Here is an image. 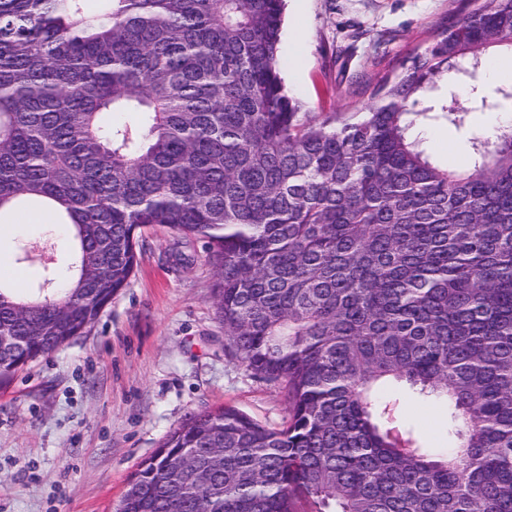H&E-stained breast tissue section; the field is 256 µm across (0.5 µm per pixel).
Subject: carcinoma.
I'll use <instances>...</instances> for the list:
<instances>
[{
	"instance_id": "1",
	"label": "carcinoma",
	"mask_w": 512,
	"mask_h": 512,
	"mask_svg": "<svg viewBox=\"0 0 512 512\" xmlns=\"http://www.w3.org/2000/svg\"><path fill=\"white\" fill-rule=\"evenodd\" d=\"M353 119H312L280 76L284 0H0V222L71 226L69 287L0 282V389L94 323L144 231L202 241L227 346L283 386L267 428L193 415L123 512H512V132L434 163L417 120L465 125L441 79L512 48V0H477ZM448 410L431 448L400 397Z\"/></svg>"
}]
</instances>
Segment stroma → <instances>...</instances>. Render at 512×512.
<instances>
[{"label": "stroma", "instance_id": "35a3bbf8", "mask_svg": "<svg viewBox=\"0 0 512 512\" xmlns=\"http://www.w3.org/2000/svg\"><path fill=\"white\" fill-rule=\"evenodd\" d=\"M473 0H286L284 84L316 116L355 112L396 78ZM511 129L501 110L470 112L465 128L428 127L443 167L470 164L468 139ZM38 256L18 262L14 241ZM69 234L59 224L0 226V261L21 266L22 289L61 276ZM179 235L158 224L142 237L129 285L69 344L19 369L0 390V512H115L140 463L186 418L221 405L270 428L288 419L283 389L253 378L226 349L216 315V269L202 243L176 262ZM407 417L430 446L448 445L443 406L409 399Z\"/></svg>", "mask_w": 512, "mask_h": 512}]
</instances>
